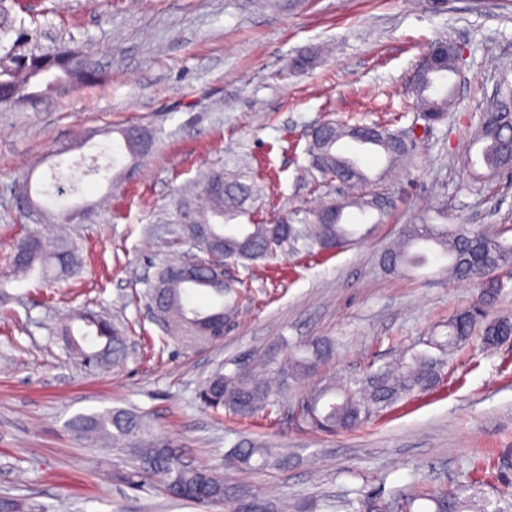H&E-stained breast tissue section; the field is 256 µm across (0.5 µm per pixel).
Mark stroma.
<instances>
[{
    "mask_svg": "<svg viewBox=\"0 0 512 512\" xmlns=\"http://www.w3.org/2000/svg\"><path fill=\"white\" fill-rule=\"evenodd\" d=\"M39 45L91 53L103 84L50 95L38 105L0 106V275L29 231L15 190L29 183L42 205L62 194L74 219L69 237L78 266L47 282L31 276L6 286L0 302V497L21 512H225L221 504L171 500L159 480L130 489L118 474L124 456L78 438L79 415L120 406L145 413L154 435L178 446L185 462L220 473L289 505L311 502L346 512L348 500L422 484L453 485L474 463H493L500 480L474 492L489 512L512 484V343L472 338L445 359L429 391L398 401L368 423L324 434L290 420L215 415L198 398L227 360L270 347L278 337L323 336L335 343L317 377L291 381L287 407L316 378L339 381L377 370L402 350L425 349L479 286L451 281L443 259L391 273L379 255L418 223L424 203L452 224L512 225V176L476 179L466 154L481 113L512 85V0H27ZM444 38L463 51L454 105L445 123L416 128L411 77L428 45ZM304 50L312 66L294 65ZM379 122L412 130L407 159L378 178L385 159L360 158L385 193V214L344 211L346 248L322 250L313 213L334 200L310 168L307 134L319 122ZM138 125L156 150L131 180L105 171L128 158L119 128ZM257 173L254 211L291 224L273 258L236 264L243 282L235 325L219 341L165 333L147 293L168 259L182 253L179 202L198 200L212 168ZM89 309L128 329L127 359L88 373L58 332ZM286 449L284 466L244 473L225 454L245 442Z\"/></svg>",
    "mask_w": 512,
    "mask_h": 512,
    "instance_id": "stroma-1",
    "label": "stroma"
}]
</instances>
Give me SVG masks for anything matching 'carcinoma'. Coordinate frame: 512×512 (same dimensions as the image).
<instances>
[{
	"mask_svg": "<svg viewBox=\"0 0 512 512\" xmlns=\"http://www.w3.org/2000/svg\"><path fill=\"white\" fill-rule=\"evenodd\" d=\"M29 7L19 0H0V105H11L27 95L66 90L73 84L92 85L101 78V72L91 55L63 46L52 53H43L30 46L35 32L17 23L11 15L14 8ZM431 69L426 71L416 92V103L431 124L447 119L453 100L452 91L433 96L437 80L455 72L450 59L449 42L435 41ZM356 132L359 145L380 149L389 166H395L408 150L390 136L384 126L354 125L327 122L323 131L311 141L308 154L312 167L325 177L343 179L348 187H363L366 175L358 161L337 152L336 145L351 139ZM130 165L148 156L153 145L132 136V127L119 130ZM473 143L481 145L479 155L467 158L471 171L483 179H491L503 171L512 153V92L501 93L482 113ZM205 206L182 203L180 208L194 211L198 223L207 225L224 239V260L228 262H255L272 256V249L288 240L292 229L286 224H272L257 219L245 203L255 194V183L247 172L233 179L224 177V171L209 173L201 183ZM355 207L361 213L370 210L384 212L386 202L373 203L364 194L352 200L329 205L318 212L314 237L323 248L346 242L347 230L340 224L342 210ZM246 219L237 224L235 220ZM503 227L493 234L471 230L462 224H419L404 226L400 241L385 248L381 264L390 272L426 263L422 245L438 246L448 257V276L459 280H479L483 289L479 300L454 314L445 325L443 339L433 338L431 346L441 351H452L462 342L480 332L479 339L487 347H495L512 339V318L490 316V308L505 288L504 283L491 276L501 265L512 262V243L503 235ZM77 263L74 247L61 237L55 248L49 249L40 232L34 231L13 246L12 275H26L34 267L40 268L43 278L70 270ZM207 290L212 303L204 308L186 303L188 288ZM239 288L226 282L222 285L198 280L186 286L174 283L168 288L165 319L177 335L199 337V331L216 318L231 320L238 311ZM74 320L88 331L75 336L71 327L61 331L65 345L84 365L94 368L111 367L122 363L128 354L127 336L110 320L88 310L79 311ZM333 344L321 336L303 340L278 338L252 363L231 360L216 369L201 385L198 398L204 407L217 412L224 410L242 418L260 413L270 415L281 410V398L288 393V380L314 374L319 365L332 356ZM440 357L428 351H414L403 355L363 378L338 384L332 379L316 383L314 388L295 403L293 413L300 425L324 433H336L368 420L402 398L415 392L427 391L438 382ZM75 433L94 438L117 452H125L134 460L133 469L121 475L132 487H138L147 477L163 480L165 492L175 500L195 503H222L227 512H279L281 507L271 500L261 499L245 490L232 489L224 484V477L205 467H190L182 463L178 451L170 443L151 435L147 415L123 407H112L90 415H80L72 422ZM287 459L278 448L265 443L249 442L230 449L226 454L229 464L239 469H265L277 466ZM486 469L475 465L458 475L451 487L439 489L417 488L394 493L388 497L369 492L349 501V512H488L466 491L484 482Z\"/></svg>",
	"mask_w": 512,
	"mask_h": 512,
	"instance_id": "obj_1",
	"label": "carcinoma"
}]
</instances>
